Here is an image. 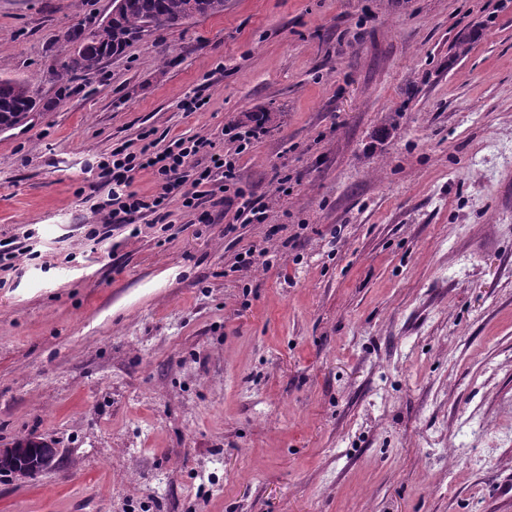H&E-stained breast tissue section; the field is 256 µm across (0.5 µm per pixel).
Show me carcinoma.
Wrapping results in <instances>:
<instances>
[{
	"label": "carcinoma",
	"instance_id": "carcinoma-1",
	"mask_svg": "<svg viewBox=\"0 0 512 512\" xmlns=\"http://www.w3.org/2000/svg\"><path fill=\"white\" fill-rule=\"evenodd\" d=\"M122 12L90 29L72 28L63 41L81 43L82 52L65 55L53 73L60 89L67 90L79 74L96 71L104 60L120 54L132 42L154 31L180 25L198 15L224 12V0H122ZM40 105L37 93L24 81L0 78V130L14 128Z\"/></svg>",
	"mask_w": 512,
	"mask_h": 512
}]
</instances>
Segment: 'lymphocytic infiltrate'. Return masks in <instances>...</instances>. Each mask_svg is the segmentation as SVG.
Here are the masks:
<instances>
[{
    "mask_svg": "<svg viewBox=\"0 0 512 512\" xmlns=\"http://www.w3.org/2000/svg\"><path fill=\"white\" fill-rule=\"evenodd\" d=\"M255 136L252 129L232 133L228 147L221 153L213 152L212 140L202 134L174 137L167 145H160L150 129L140 133L138 142L116 143L108 159L98 166L99 184L108 193L106 199L92 206L98 221L89 230V237L107 239L113 225L131 223L137 216L150 218L155 224H170L169 204L175 198L193 223H211L210 212L202 208L203 188L207 185L223 193L224 209L232 214L231 222L224 226L225 234L236 233L242 223H264L266 205L255 201L237 185V160ZM144 170L151 171L156 181L154 191L149 194L132 188L137 173Z\"/></svg>",
    "mask_w": 512,
    "mask_h": 512,
    "instance_id": "lymphocytic-infiltrate-1",
    "label": "lymphocytic infiltrate"
}]
</instances>
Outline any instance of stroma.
<instances>
[{
	"instance_id": "obj_1",
	"label": "stroma",
	"mask_w": 512,
	"mask_h": 512,
	"mask_svg": "<svg viewBox=\"0 0 512 512\" xmlns=\"http://www.w3.org/2000/svg\"><path fill=\"white\" fill-rule=\"evenodd\" d=\"M111 12L0 0V77L41 100L0 131V239L35 253L0 283V447L60 450L0 512H512V0H225L59 93L62 31ZM231 125L266 223L175 200L88 238L113 144Z\"/></svg>"
}]
</instances>
